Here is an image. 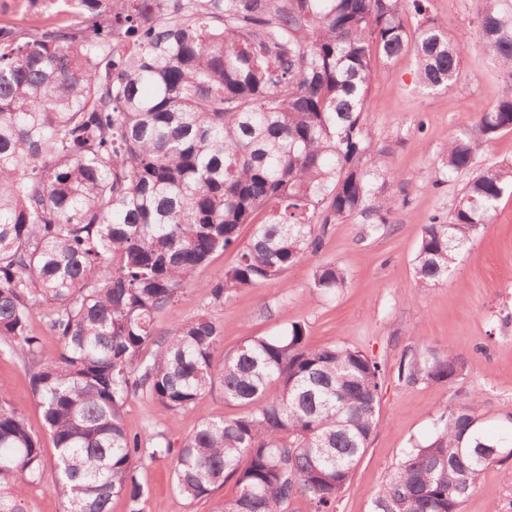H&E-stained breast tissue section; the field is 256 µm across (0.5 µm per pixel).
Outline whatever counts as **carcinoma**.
I'll return each mask as SVG.
<instances>
[{"instance_id":"cac0c4a2","label":"carcinoma","mask_w":512,"mask_h":512,"mask_svg":"<svg viewBox=\"0 0 512 512\" xmlns=\"http://www.w3.org/2000/svg\"><path fill=\"white\" fill-rule=\"evenodd\" d=\"M75 21L0 26V356L31 372L56 451L49 491L64 512H110L122 496L144 512L136 461L148 449L123 423L140 392L187 410L215 385L232 418H202L179 449L175 490L194 503L227 480L215 512H336L378 425L385 372L363 352L310 346L293 324L248 337L221 364L205 314L157 336L156 316L210 258L236 251L202 286L222 303L278 280L354 216L387 223L394 179L363 122L371 83L407 51L428 89L461 76V40L423 0H63ZM479 41L503 81L500 99L452 135L439 173L473 171L452 215L422 227L418 287L448 277L459 252L512 189V163L481 166L512 131V0H476ZM414 18V28L408 27ZM253 227L241 241L244 226ZM318 267L315 294L344 288ZM44 311L59 346L29 330ZM155 346L152 358L143 351ZM458 357L426 348L397 377L453 386ZM480 448L500 454L478 461ZM512 457L474 399L440 409L434 434L380 488L372 512H461L482 473ZM43 449L0 395V512H23Z\"/></svg>"}]
</instances>
